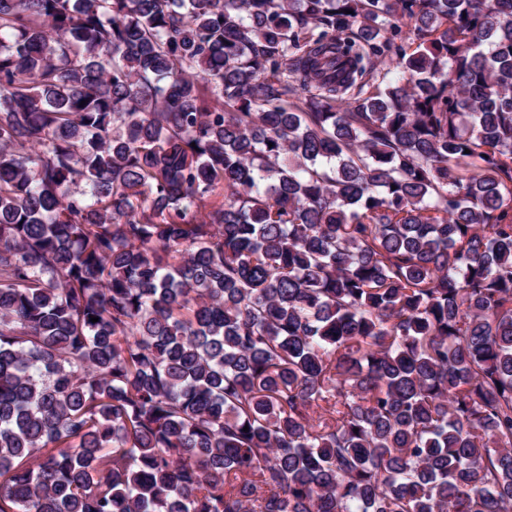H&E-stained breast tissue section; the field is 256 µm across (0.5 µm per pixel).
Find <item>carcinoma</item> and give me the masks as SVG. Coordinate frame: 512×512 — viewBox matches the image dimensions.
I'll list each match as a JSON object with an SVG mask.
<instances>
[{
    "instance_id": "carcinoma-1",
    "label": "carcinoma",
    "mask_w": 512,
    "mask_h": 512,
    "mask_svg": "<svg viewBox=\"0 0 512 512\" xmlns=\"http://www.w3.org/2000/svg\"><path fill=\"white\" fill-rule=\"evenodd\" d=\"M0 512H512V0H0Z\"/></svg>"
}]
</instances>
